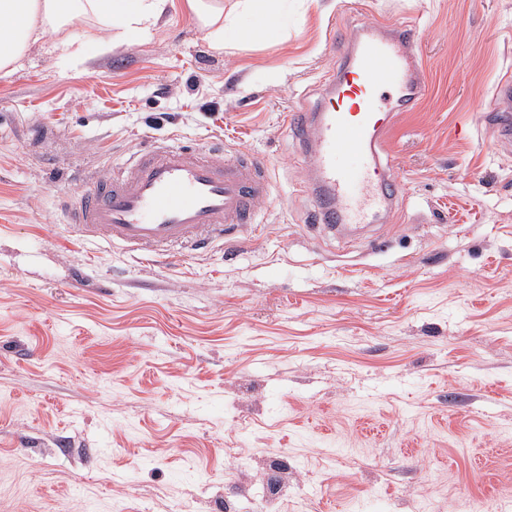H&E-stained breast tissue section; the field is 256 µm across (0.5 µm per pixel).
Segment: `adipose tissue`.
<instances>
[{"instance_id": "1", "label": "adipose tissue", "mask_w": 512, "mask_h": 512, "mask_svg": "<svg viewBox=\"0 0 512 512\" xmlns=\"http://www.w3.org/2000/svg\"><path fill=\"white\" fill-rule=\"evenodd\" d=\"M167 0H0V71L7 69L30 46L51 39L62 59L81 53L68 28L91 17L117 27L122 37L136 40L157 26Z\"/></svg>"}]
</instances>
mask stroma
<instances>
[{"instance_id":"obj_1","label":"stroma","mask_w":512,"mask_h":512,"mask_svg":"<svg viewBox=\"0 0 512 512\" xmlns=\"http://www.w3.org/2000/svg\"><path fill=\"white\" fill-rule=\"evenodd\" d=\"M216 48L168 0L135 41L0 72V512H512V154L479 113L512 0H277ZM413 29L427 100L398 209L316 226L311 112L364 19ZM219 142L271 175L257 228L141 259L66 224L74 170ZM276 0H246L250 24L235 31L233 37L246 39L254 36L268 37L275 32L277 20L274 14Z\"/></svg>"}]
</instances>
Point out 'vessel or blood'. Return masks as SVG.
Segmentation results:
<instances>
[{
  "label": "vessel or blood",
  "instance_id": "b4317fda",
  "mask_svg": "<svg viewBox=\"0 0 512 512\" xmlns=\"http://www.w3.org/2000/svg\"><path fill=\"white\" fill-rule=\"evenodd\" d=\"M329 101L290 127L313 157L308 189L317 223L333 231L362 224L402 197L384 141L400 113L426 94L424 63L411 34L365 22L351 36L342 69L329 78ZM485 117L504 151L512 150V75L500 77ZM221 143H157L119 173L79 179L65 218L83 237H104L138 256L199 252L249 227L270 189L268 167L239 154L219 159Z\"/></svg>",
  "mask_w": 512,
  "mask_h": 512
}]
</instances>
